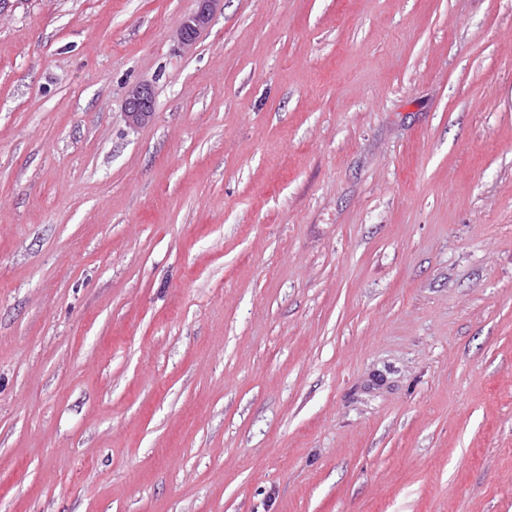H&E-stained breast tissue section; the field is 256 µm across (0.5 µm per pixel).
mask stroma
Listing matches in <instances>:
<instances>
[{
    "mask_svg": "<svg viewBox=\"0 0 512 512\" xmlns=\"http://www.w3.org/2000/svg\"><path fill=\"white\" fill-rule=\"evenodd\" d=\"M194 7L0 0V512H512V0ZM196 10L182 20L178 40L183 47L192 46L199 32L212 21L219 0H196ZM155 112L152 89L145 84L132 87L126 97L125 115L130 127L137 128L149 122Z\"/></svg>",
    "mask_w": 512,
    "mask_h": 512,
    "instance_id": "35a3bbf8",
    "label": "stroma"
}]
</instances>
